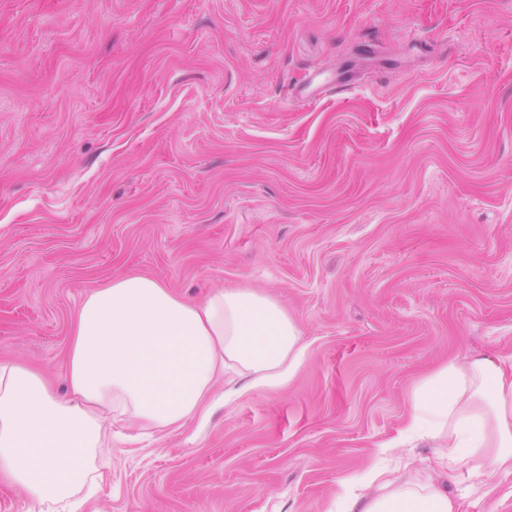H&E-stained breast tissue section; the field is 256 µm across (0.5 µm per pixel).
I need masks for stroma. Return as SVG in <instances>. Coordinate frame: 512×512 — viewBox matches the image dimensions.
I'll return each instance as SVG.
<instances>
[{
    "mask_svg": "<svg viewBox=\"0 0 512 512\" xmlns=\"http://www.w3.org/2000/svg\"><path fill=\"white\" fill-rule=\"evenodd\" d=\"M124 275L262 290L306 353L114 439L87 512H330L417 379L512 358V0H0V362L63 390ZM389 465L512 512L511 472Z\"/></svg>",
    "mask_w": 512,
    "mask_h": 512,
    "instance_id": "obj_1",
    "label": "stroma"
}]
</instances>
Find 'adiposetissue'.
Masks as SVG:
<instances>
[{
	"mask_svg": "<svg viewBox=\"0 0 512 512\" xmlns=\"http://www.w3.org/2000/svg\"><path fill=\"white\" fill-rule=\"evenodd\" d=\"M304 357L294 319L260 290L215 289L191 304L152 278H116L76 313L67 398L23 364L0 363V472L36 504L80 512L97 490L89 457L112 455L109 426L178 430L206 412L218 375L250 389L278 385ZM398 440L429 441L478 473L512 471V365L474 354L419 379ZM345 484L336 512L459 509L416 470L373 466Z\"/></svg>",
	"mask_w": 512,
	"mask_h": 512,
	"instance_id": "obj_1",
	"label": "adipose tissue"
}]
</instances>
